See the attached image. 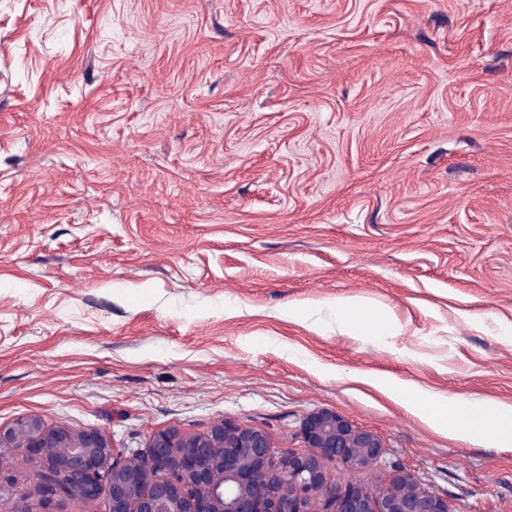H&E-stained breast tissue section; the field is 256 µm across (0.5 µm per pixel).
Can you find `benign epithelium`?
I'll return each instance as SVG.
<instances>
[{
	"mask_svg": "<svg viewBox=\"0 0 512 512\" xmlns=\"http://www.w3.org/2000/svg\"><path fill=\"white\" fill-rule=\"evenodd\" d=\"M306 450L270 469V441L259 429L226 420L203 435L156 432L146 453H114L96 429L47 427L35 416L0 426V447L44 451L55 481L83 503L108 498L109 512H449L448 497L398 471L385 484L363 476L384 455L381 441L329 410L301 423ZM339 458L348 478L338 485L322 461Z\"/></svg>",
	"mask_w": 512,
	"mask_h": 512,
	"instance_id": "7a95c632",
	"label": "benign epithelium"
}]
</instances>
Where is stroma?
Returning <instances> with one entry per match:
<instances>
[{
  "label": "stroma",
  "mask_w": 512,
  "mask_h": 512,
  "mask_svg": "<svg viewBox=\"0 0 512 512\" xmlns=\"http://www.w3.org/2000/svg\"><path fill=\"white\" fill-rule=\"evenodd\" d=\"M376 374L512 404V0H0V425L277 462L331 410L378 480L512 512V446ZM47 464L0 450V512H107ZM369 383L391 398L398 397L400 395L409 396V402L413 410L435 431L442 430L443 419L431 406L429 396L426 393L419 391L416 388L404 386L390 388L386 381L379 378L370 377Z\"/></svg>",
  "instance_id": "35a3bbf8"
}]
</instances>
